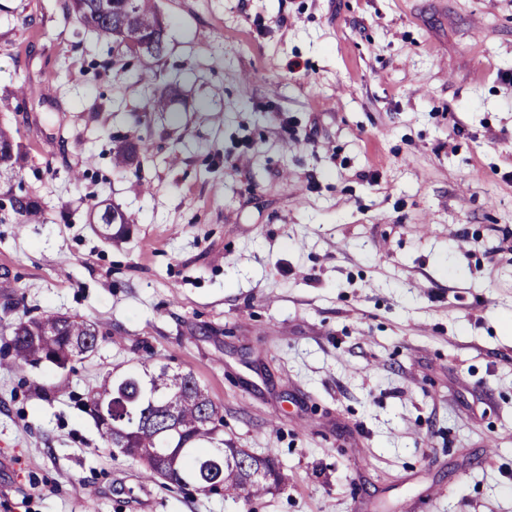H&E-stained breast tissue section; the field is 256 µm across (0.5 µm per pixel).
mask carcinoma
Listing matches in <instances>:
<instances>
[{
  "instance_id": "obj_1",
  "label": "carcinoma",
  "mask_w": 512,
  "mask_h": 512,
  "mask_svg": "<svg viewBox=\"0 0 512 512\" xmlns=\"http://www.w3.org/2000/svg\"><path fill=\"white\" fill-rule=\"evenodd\" d=\"M69 0L80 22L110 38L130 59L158 60L162 49L142 50L137 44L160 32L154 0ZM12 152L0 155V173L17 176L20 152L12 135L0 127V145ZM13 211L28 222L42 205L28 196L14 199ZM15 363H50L66 368L91 355L98 345L99 326L75 317L45 314L22 316L10 326ZM87 406L105 447L134 460L157 456L160 469L146 465L145 477H162L170 484L208 495L248 502L284 484L272 455L255 456L224 441L221 409L191 372L167 364L141 365L108 376L88 391ZM108 408L112 422L99 415Z\"/></svg>"
}]
</instances>
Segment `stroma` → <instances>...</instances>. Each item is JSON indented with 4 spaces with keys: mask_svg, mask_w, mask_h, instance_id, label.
Masks as SVG:
<instances>
[{
    "mask_svg": "<svg viewBox=\"0 0 512 512\" xmlns=\"http://www.w3.org/2000/svg\"><path fill=\"white\" fill-rule=\"evenodd\" d=\"M157 4L144 70L68 0H0V201L45 212L0 210V330L103 326L63 369L0 333V512H242L105 447L88 391L143 362L276 458L254 512H512V0ZM11 146L12 153H3L0 157V179L4 176L16 177L17 166L20 161V152L18 145L15 143L12 135L0 126V145ZM1 172L3 175H1Z\"/></svg>",
    "mask_w": 512,
    "mask_h": 512,
    "instance_id": "obj_1",
    "label": "stroma"
}]
</instances>
